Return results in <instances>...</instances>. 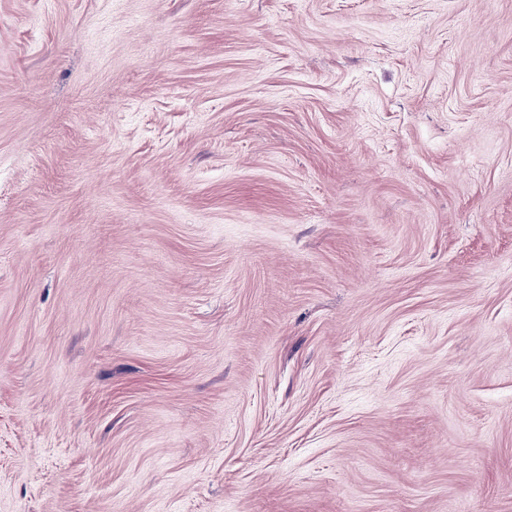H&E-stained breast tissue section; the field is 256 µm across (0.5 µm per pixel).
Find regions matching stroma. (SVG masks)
<instances>
[{
    "label": "stroma",
    "instance_id": "35a3bbf8",
    "mask_svg": "<svg viewBox=\"0 0 512 512\" xmlns=\"http://www.w3.org/2000/svg\"><path fill=\"white\" fill-rule=\"evenodd\" d=\"M0 512H512V0H0Z\"/></svg>",
    "mask_w": 512,
    "mask_h": 512
}]
</instances>
